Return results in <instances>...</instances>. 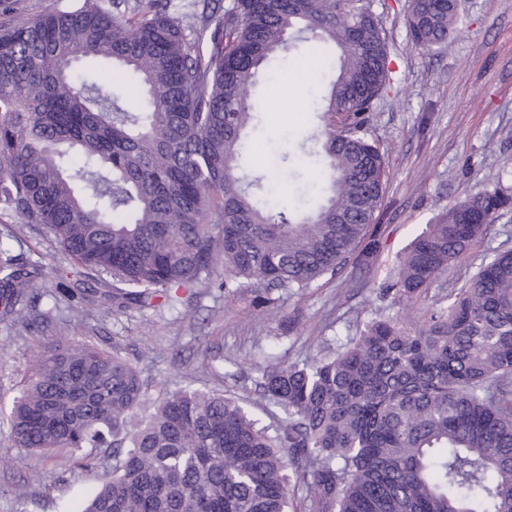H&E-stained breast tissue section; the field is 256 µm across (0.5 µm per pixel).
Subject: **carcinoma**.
Masks as SVG:
<instances>
[{
  "label": "carcinoma",
  "mask_w": 512,
  "mask_h": 512,
  "mask_svg": "<svg viewBox=\"0 0 512 512\" xmlns=\"http://www.w3.org/2000/svg\"><path fill=\"white\" fill-rule=\"evenodd\" d=\"M358 0H76L29 17L0 8V214L42 225L72 261L112 274L119 309H175L198 287L299 295L381 247L385 158L369 112L390 81L386 37ZM450 0H409L412 44L443 47ZM312 34L339 54L321 132L330 195L279 207L237 174L270 61ZM82 60L135 76V110L78 75ZM343 124L336 125V116ZM512 209L495 187L427 225L389 290L427 291ZM43 266L0 246V318L28 322ZM242 398L184 388L147 404L118 353L62 341L14 397V445L81 452L104 477L82 512H512V247L483 256L448 305L411 326L378 314L334 352L276 361ZM117 460L112 469L109 459Z\"/></svg>",
  "instance_id": "carcinoma-1"
}]
</instances>
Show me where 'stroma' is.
<instances>
[{
  "label": "stroma",
  "mask_w": 512,
  "mask_h": 512,
  "mask_svg": "<svg viewBox=\"0 0 512 512\" xmlns=\"http://www.w3.org/2000/svg\"><path fill=\"white\" fill-rule=\"evenodd\" d=\"M362 2L380 18L390 50V83L370 113L387 168L376 214L383 243L369 271L349 268L304 295H282L273 318L254 307L252 294L216 288L197 289L177 310L120 311L105 300L62 295L58 281L73 283L77 275L50 231L0 217V244L44 266L35 294L49 314L29 326L0 321V456L15 459L0 468V512H81L100 482L101 469L15 448L9 436L13 398L59 337L137 360L152 399L186 386L237 395L271 357L296 361L333 351L375 313L422 321L428 309L447 305L487 247L512 243L509 211L427 294L379 300L399 256L436 215L483 190L512 187V0H461L456 35L435 51L412 46L407 0ZM320 55L335 58L334 45L313 40L302 55L286 50L273 61L276 82L256 89L259 122L246 138L240 170L248 179L282 171L281 203L292 208L303 201L317 207L314 185L327 176L317 152L330 79L307 85L309 64ZM17 486L28 487L26 500L12 496Z\"/></svg>",
  "instance_id": "obj_1"
}]
</instances>
